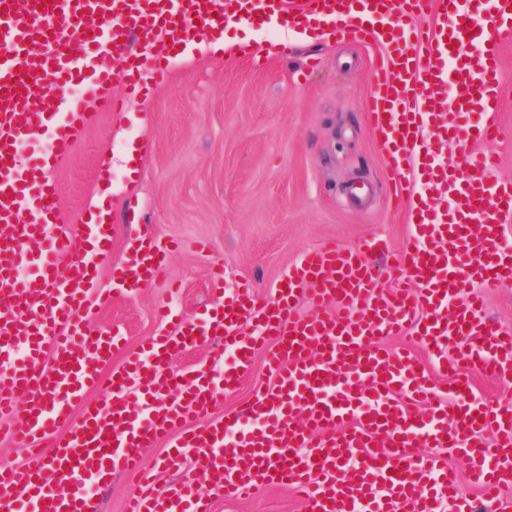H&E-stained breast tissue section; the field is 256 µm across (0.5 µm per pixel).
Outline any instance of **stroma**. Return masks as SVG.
<instances>
[{
    "instance_id": "stroma-1",
    "label": "stroma",
    "mask_w": 512,
    "mask_h": 512,
    "mask_svg": "<svg viewBox=\"0 0 512 512\" xmlns=\"http://www.w3.org/2000/svg\"><path fill=\"white\" fill-rule=\"evenodd\" d=\"M249 37L287 54L258 58L240 48L216 54L192 46L171 61L167 80L120 112L100 113L84 140L55 171L64 223L76 225L99 195L112 204V241L99 286L112 287L113 265L130 242L149 238L170 254L163 276L132 296L102 306L88 301L91 331L123 341L111 367L145 338L169 332L155 315L169 304L185 321L218 305L211 275L224 285L249 281L260 301L304 251L354 247L375 237L393 249L411 234L406 211H393L388 155L363 104L381 44H343L327 36L282 35L266 26L225 27L223 39ZM504 81L495 112L496 176L512 181V37L493 36ZM145 151L125 161L129 145ZM213 512H309L281 487L215 500Z\"/></svg>"
}]
</instances>
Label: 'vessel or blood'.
I'll use <instances>...</instances> for the list:
<instances>
[{
  "label": "vessel or blood",
  "mask_w": 512,
  "mask_h": 512,
  "mask_svg": "<svg viewBox=\"0 0 512 512\" xmlns=\"http://www.w3.org/2000/svg\"><path fill=\"white\" fill-rule=\"evenodd\" d=\"M492 2L483 17L460 0H0V437L26 450L23 464L0 466V512H96L88 489L104 486L109 471L136 477L126 512H212L214 499L266 486L301 495L310 512H442L445 501L473 512L448 465L457 453L496 501L512 483V400L486 403L467 378L512 380V331L477 315L478 288L512 278L502 243L512 183L492 178L488 145L501 131L487 106L503 82L487 42L512 34V0ZM231 18L384 42L365 110L393 159L392 196L410 213L411 240L383 269L367 259L388 253L381 238L310 250L271 302H258L246 281L225 291L216 275L220 307L150 337L103 375L121 338L89 330L87 302L112 227L85 219L79 233L57 231L51 174L99 113L121 111L115 79L143 94V69L164 81L173 56ZM71 84L80 96L60 95ZM44 131L48 148L20 161ZM449 142L460 151L447 165L436 148ZM130 249L112 269L125 296L158 279L167 260L145 239ZM409 333L429 363L381 345ZM216 338L221 370H169L176 349ZM262 346L274 384L211 419ZM434 367L449 387L433 386ZM92 388L101 402L86 403ZM64 423L68 433L56 435ZM163 440L164 467L183 475L159 494L142 451Z\"/></svg>",
  "instance_id": "1"
}]
</instances>
